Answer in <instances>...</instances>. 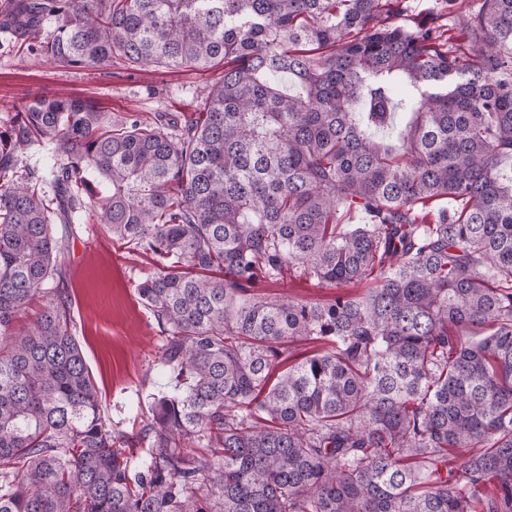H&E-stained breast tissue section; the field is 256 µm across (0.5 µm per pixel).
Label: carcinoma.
<instances>
[{
    "label": "carcinoma",
    "mask_w": 512,
    "mask_h": 512,
    "mask_svg": "<svg viewBox=\"0 0 512 512\" xmlns=\"http://www.w3.org/2000/svg\"><path fill=\"white\" fill-rule=\"evenodd\" d=\"M401 2L0 3L64 69L223 68L189 115L42 95L0 129V512H512V0L412 28ZM81 214L153 257L183 380L132 435L46 287ZM303 278L336 297L258 292ZM20 166L35 172L41 177V186L46 195L52 197L51 181L56 166V156L52 146L34 144L19 154Z\"/></svg>",
    "instance_id": "obj_1"
}]
</instances>
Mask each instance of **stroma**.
Returning <instances> with one entry per match:
<instances>
[{
    "instance_id": "35a3bbf8",
    "label": "stroma",
    "mask_w": 512,
    "mask_h": 512,
    "mask_svg": "<svg viewBox=\"0 0 512 512\" xmlns=\"http://www.w3.org/2000/svg\"><path fill=\"white\" fill-rule=\"evenodd\" d=\"M210 81L200 72L162 68L61 70L46 59L17 54L0 33V125L14 104L38 95L92 98L106 112L154 120L160 112H193ZM70 303L69 331L80 345L98 389L102 412L114 428L138 430L153 396L174 392L173 372L161 361L164 336L136 285L153 269L90 219L63 229Z\"/></svg>"
}]
</instances>
